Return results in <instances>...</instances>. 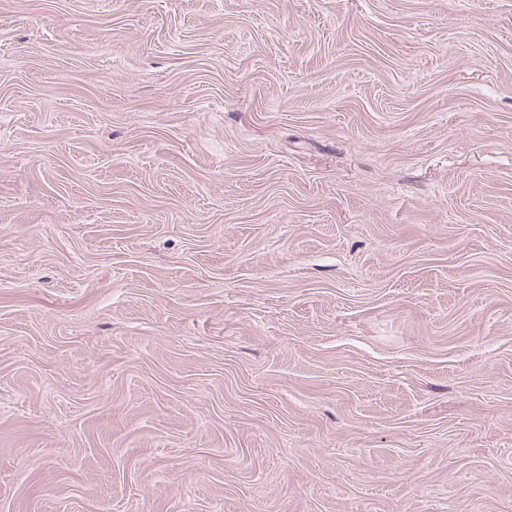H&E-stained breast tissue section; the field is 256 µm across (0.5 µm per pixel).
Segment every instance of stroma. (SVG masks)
<instances>
[{
	"label": "stroma",
	"instance_id": "obj_1",
	"mask_svg": "<svg viewBox=\"0 0 512 512\" xmlns=\"http://www.w3.org/2000/svg\"><path fill=\"white\" fill-rule=\"evenodd\" d=\"M0 512H512V0H0Z\"/></svg>",
	"mask_w": 512,
	"mask_h": 512
}]
</instances>
